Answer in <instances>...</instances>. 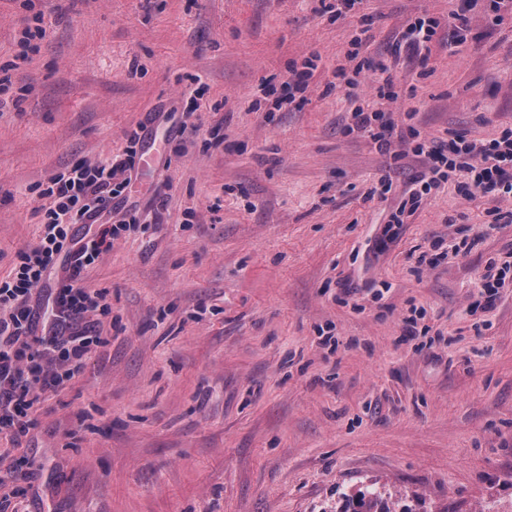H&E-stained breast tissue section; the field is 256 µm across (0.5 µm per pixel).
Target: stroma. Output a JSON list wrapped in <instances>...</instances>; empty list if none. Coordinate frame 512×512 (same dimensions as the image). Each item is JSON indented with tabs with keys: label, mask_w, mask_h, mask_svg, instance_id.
<instances>
[{
	"label": "stroma",
	"mask_w": 512,
	"mask_h": 512,
	"mask_svg": "<svg viewBox=\"0 0 512 512\" xmlns=\"http://www.w3.org/2000/svg\"><path fill=\"white\" fill-rule=\"evenodd\" d=\"M453 7L0 0L20 101L0 113V277L40 238L49 177L135 165L83 273L108 344L21 443L0 436L12 512H323L369 485L416 512H512V269L476 307L489 261L512 262V196L463 197L455 172L385 242L420 162L346 128L367 103L429 138L512 128V18L478 0L452 47ZM420 17L441 22L425 62L378 96L373 66Z\"/></svg>",
	"instance_id": "1"
}]
</instances>
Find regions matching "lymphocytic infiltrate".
Listing matches in <instances>:
<instances>
[{
  "mask_svg": "<svg viewBox=\"0 0 512 512\" xmlns=\"http://www.w3.org/2000/svg\"><path fill=\"white\" fill-rule=\"evenodd\" d=\"M350 128L367 137L379 152L390 154L395 125L385 113L357 107ZM411 137L415 141L412 153L423 167L408 199L393 213V223H402L404 215L418 210L432 189L456 170L468 174L465 194L512 192V130L483 141L458 134L436 142L417 131ZM129 167V160L112 157L95 164H75L68 174L51 178L46 190L53 200L47 212L48 232L39 246L20 253L17 273L0 282V309L8 311L7 316H0V435L16 441L25 437L29 409L63 382L59 366H80L106 345L87 320L99 302L81 280L93 257L111 247L114 228L97 226L75 253L66 279L52 293L48 331L39 329L46 314L34 295L66 246L71 226L95 224L98 212L112 202L113 177Z\"/></svg>",
  "mask_w": 512,
  "mask_h": 512,
  "instance_id": "1",
  "label": "lymphocytic infiltrate"
}]
</instances>
